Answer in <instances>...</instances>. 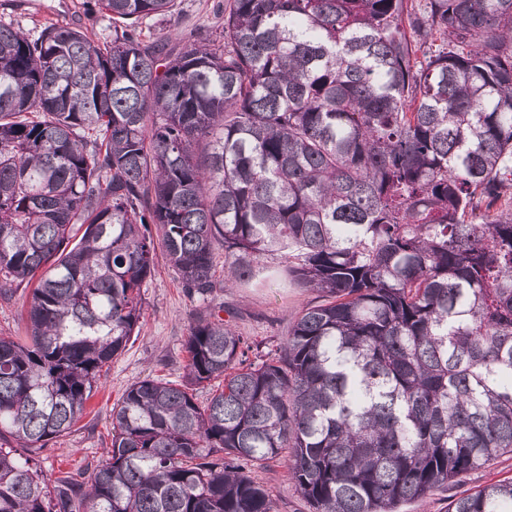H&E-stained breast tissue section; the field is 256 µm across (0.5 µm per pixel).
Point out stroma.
Returning a JSON list of instances; mask_svg holds the SVG:
<instances>
[{
	"mask_svg": "<svg viewBox=\"0 0 512 512\" xmlns=\"http://www.w3.org/2000/svg\"><path fill=\"white\" fill-rule=\"evenodd\" d=\"M173 16L143 21L145 41L165 43L177 53L185 41L200 39L224 25V0H177ZM0 22L37 38L48 23L87 30L105 38L112 21L103 12L87 11L84 0H0ZM262 273L249 282L224 289L209 301L189 298L164 258L142 290L140 330L113 358L87 403L85 415L63 437L49 442L37 457L47 481L63 471L96 465L111 446V410L125 390L147 376L181 382L185 374L184 345L200 312L217 311L239 336L253 347L255 356L273 355L301 312L319 300L317 292L286 278L282 254L265 256ZM252 477L273 501L274 512H314L297 492L284 460L254 466ZM512 478V454L471 471L450 488H438L420 501L400 503L397 512H448L450 498L487 483Z\"/></svg>",
	"mask_w": 512,
	"mask_h": 512,
	"instance_id": "1",
	"label": "stroma"
}]
</instances>
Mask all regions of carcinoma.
Here are the masks:
<instances>
[{
	"label": "carcinoma",
	"instance_id": "carcinoma-1",
	"mask_svg": "<svg viewBox=\"0 0 512 512\" xmlns=\"http://www.w3.org/2000/svg\"><path fill=\"white\" fill-rule=\"evenodd\" d=\"M94 6L112 39L0 24V299L33 285L0 335V512H274L250 467L280 457L315 512H395L511 454L512 0H224L175 56L138 29L175 0ZM159 247L204 302L272 252L321 301L259 362L198 316L182 382L126 389L107 458L50 488L34 455ZM449 512H512V480Z\"/></svg>",
	"mask_w": 512,
	"mask_h": 512
}]
</instances>
